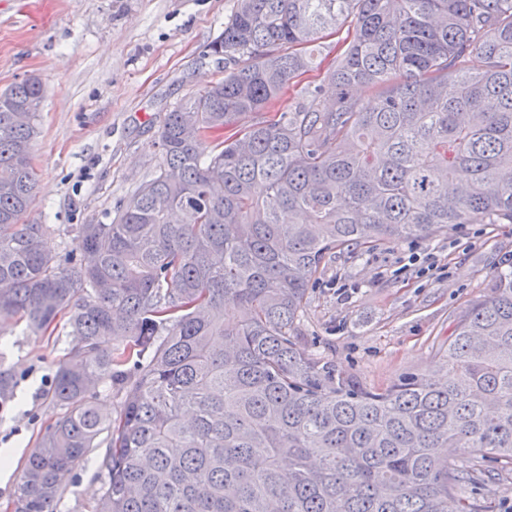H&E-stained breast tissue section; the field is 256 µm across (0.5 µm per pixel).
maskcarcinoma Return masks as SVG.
<instances>
[{
  "label": "carcinoma",
  "instance_id": "1",
  "mask_svg": "<svg viewBox=\"0 0 512 512\" xmlns=\"http://www.w3.org/2000/svg\"><path fill=\"white\" fill-rule=\"evenodd\" d=\"M343 30L336 98L275 108ZM209 54L231 68L166 113L159 173L60 256L23 220L43 84L0 91V320L43 335L66 314L79 339L14 512H54L102 447L94 512H495L468 491L512 465V267L458 316L446 386L368 390L298 329L342 249L512 224V0H236ZM17 381L0 362V410Z\"/></svg>",
  "mask_w": 512,
  "mask_h": 512
}]
</instances>
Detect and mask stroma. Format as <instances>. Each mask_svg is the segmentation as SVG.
Returning <instances> with one entry per match:
<instances>
[{"label": "stroma", "mask_w": 512, "mask_h": 512, "mask_svg": "<svg viewBox=\"0 0 512 512\" xmlns=\"http://www.w3.org/2000/svg\"><path fill=\"white\" fill-rule=\"evenodd\" d=\"M236 0H0V90L30 75L44 85L39 174L29 221L49 225L54 255L81 224H107L163 157L166 112L222 78L208 57ZM512 264V224H463L429 241L337 252L300 321L309 351L366 388L409 374L447 382L439 360L457 315L487 298L491 273ZM74 343L65 320L35 336L0 321V347L21 372L19 402L0 413V512H13L17 475L60 413L42 391ZM104 449L92 451L55 512H92Z\"/></svg>", "instance_id": "obj_1"}]
</instances>
